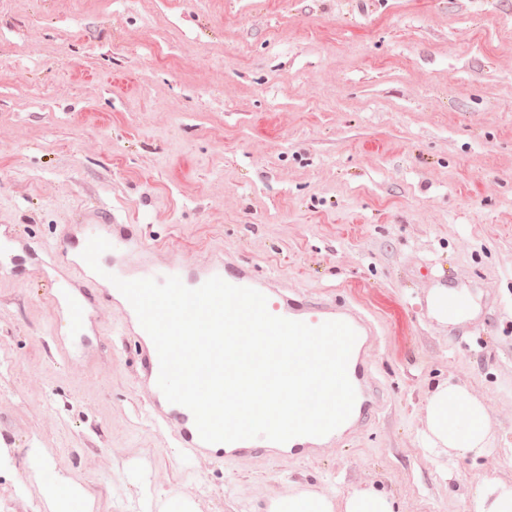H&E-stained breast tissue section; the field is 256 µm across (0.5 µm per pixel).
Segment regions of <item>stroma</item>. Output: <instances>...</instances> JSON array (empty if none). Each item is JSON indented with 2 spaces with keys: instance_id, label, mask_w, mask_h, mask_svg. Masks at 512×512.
I'll return each instance as SVG.
<instances>
[{
  "instance_id": "1",
  "label": "stroma",
  "mask_w": 512,
  "mask_h": 512,
  "mask_svg": "<svg viewBox=\"0 0 512 512\" xmlns=\"http://www.w3.org/2000/svg\"><path fill=\"white\" fill-rule=\"evenodd\" d=\"M90 202L152 248L366 308L382 407L314 458L193 459L144 419L117 313L67 368L42 280L0 269V503L25 484L50 512L28 447L95 512L355 486L472 512L482 476L512 486V0H0V224L38 250ZM449 260L481 303L461 336L427 306ZM444 380L497 435L449 482L420 446Z\"/></svg>"
}]
</instances>
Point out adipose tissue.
Returning <instances> with one entry per match:
<instances>
[{
  "label": "adipose tissue",
  "instance_id": "adipose-tissue-1",
  "mask_svg": "<svg viewBox=\"0 0 512 512\" xmlns=\"http://www.w3.org/2000/svg\"><path fill=\"white\" fill-rule=\"evenodd\" d=\"M425 424V445L439 454L476 459L495 442L483 401L446 381L427 397ZM43 492L50 512H92L93 503L80 485L48 479ZM266 512H395V502L371 487L353 488L339 498L295 488L271 500Z\"/></svg>",
  "mask_w": 512,
  "mask_h": 512
}]
</instances>
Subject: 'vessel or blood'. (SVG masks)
<instances>
[{"label":"vessel or blood","instance_id":"obj_1","mask_svg":"<svg viewBox=\"0 0 512 512\" xmlns=\"http://www.w3.org/2000/svg\"><path fill=\"white\" fill-rule=\"evenodd\" d=\"M94 236L104 237L111 244L110 250L103 254L106 266L101 275L81 257L88 240ZM28 262L37 270L54 273L46 293L57 324L52 338L55 354L72 366L84 360L89 334L98 333L103 323L100 304L112 303L120 316L123 335L134 337L138 342L139 383L148 393L147 409L151 420L158 429L171 432L178 447L187 449L196 459L251 456L267 447L268 441L262 437L228 444H208L201 440L192 412L169 403L159 389L160 363L155 345L141 327L130 303L115 287L114 278L161 281L175 275L185 286L196 288L218 276L232 285L261 292L269 298L273 315L312 326L343 321L363 340L371 339L374 334L370 321L360 310L290 297L272 282L257 279L251 268L229 256L203 255L189 261L176 251H154L132 233L129 225L115 223L95 210L86 211L74 223L64 225L55 243L32 258L28 257L26 241L15 227L1 224L0 268L15 270ZM347 372L356 394L362 398L359 419L371 418L378 409V399L365 359L357 358Z\"/></svg>","mask_w":512,"mask_h":512}]
</instances>
